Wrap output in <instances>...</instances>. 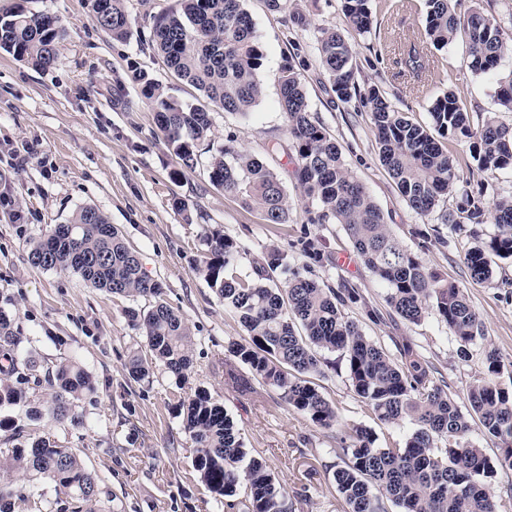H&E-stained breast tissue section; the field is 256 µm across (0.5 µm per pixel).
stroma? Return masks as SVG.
I'll return each mask as SVG.
<instances>
[{
  "instance_id": "1",
  "label": "stroma",
  "mask_w": 512,
  "mask_h": 512,
  "mask_svg": "<svg viewBox=\"0 0 512 512\" xmlns=\"http://www.w3.org/2000/svg\"><path fill=\"white\" fill-rule=\"evenodd\" d=\"M288 4L306 14L307 28L286 29L265 0H244L264 53L259 73L263 95L248 116L213 113L210 132L215 147L233 143L280 176L291 211L288 223L276 225L211 184L208 155L200 156L195 170L184 169L129 78L127 62L134 59L170 95L203 102V94L167 68L160 54L141 46L154 16L179 10V0H126L133 34L125 42L112 40L97 26L89 0H0V16L21 5L35 16L57 15L65 27L57 67L39 70L0 50V310L10 316L25 349L53 363L78 359L96 386L78 403L86 421L80 429L46 417L32 421L24 408L0 406V419L10 420L17 430L13 437L0 431V450L41 437L75 449L99 478L95 512H216L192 472L194 445L175 412L181 398L200 389L223 405L250 454L279 477L290 512H346L333 482L339 462L334 449L350 428L369 429L394 444L406 438L407 428L382 426L359 401L337 352H321L328 366L314 379L336 408L337 422L329 429L288 406L273 387L254 380L232 384L224 372L225 346L244 340L246 332L197 271L207 254L204 239L215 231L239 244L235 266L240 275H249L265 247L275 245L289 251L293 266L307 269L317 281L334 287L344 281L356 284L361 302L348 313L364 334L391 353L398 345L412 344L444 375L457 401H464L473 379L486 373L489 349L502 360L499 383L512 388V258L497 260L492 279L483 283L471 279L464 263L474 236H493L496 224L489 220L454 230L443 224L442 214L455 210L459 201L455 190L428 216L410 209L380 161L369 114L353 111L332 91L312 50L313 33L340 30L353 48L360 87L379 86L409 119L423 125L430 122L433 100L447 91L468 111L512 125V112L497 102L494 77L467 68L468 47L462 40L442 50L421 42L426 70L417 77L405 72L404 45L421 30L425 0H410L403 9L395 0H371L373 26L364 35L348 26L340 0ZM295 52L306 60L301 79L313 114L399 243L463 288L480 314L484 336L468 348H461L437 316L413 324L395 315L385 288L357 257L342 225L309 223L312 202L294 173L295 152L276 81L283 57ZM27 146L36 151V159L17 165ZM448 149L457 159L461 181L482 188L485 205L512 195L511 171H480L466 142L449 139ZM178 199L186 203L191 220L175 210ZM84 206L108 217L138 252L145 274L163 282L165 301L186 318L194 337V366L185 383L176 384L161 365L147 383L128 374L129 357L146 353L147 347L127 312L147 307V300L90 287L69 270L32 265V244ZM304 235L312 238L326 264L300 254L296 243ZM366 305L380 311V322L364 318Z\"/></svg>"
}]
</instances>
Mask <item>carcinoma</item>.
I'll return each mask as SVG.
<instances>
[{
    "mask_svg": "<svg viewBox=\"0 0 512 512\" xmlns=\"http://www.w3.org/2000/svg\"><path fill=\"white\" fill-rule=\"evenodd\" d=\"M178 15L153 18L152 45L166 65L208 100L206 105L177 101L137 63L129 66L140 96L155 114L166 145L192 170L198 148L212 127L211 108L248 115L262 95L257 72L263 53L243 0H180ZM371 0H342L352 29L364 34L372 27ZM268 9L283 14L284 25H306L287 10L286 0H266ZM422 32L436 48L456 40L468 43V67L475 74H497L512 49L501 26L479 9L460 18L451 0H426ZM94 18L112 39L132 35L125 0H92ZM65 29L54 15H28L19 6L0 17V49L37 69L58 63L57 43ZM315 50L332 90L343 103L357 100L370 113L380 160L400 194L420 216L429 215L459 182L448 138H465L482 169L512 170V126L488 115L474 119L454 93L437 97L429 108L431 126L414 123L396 110L380 89L361 91L355 81L353 52L335 29L315 34ZM299 54L283 60L278 75L279 105L297 161V179L304 195L317 205L312 224H340L355 252L387 289L386 302L400 318L420 322L436 313L464 346L483 336L480 315L464 289L429 270L393 237L384 215L367 188L345 166L334 139L313 116L299 78ZM499 104L512 111V70L497 78ZM213 186L238 196L258 209L270 224L288 221L289 201L281 179L253 156L224 145L210 155ZM482 199L464 189L456 212L445 223L482 224ZM498 234L470 248L465 264L476 282L492 278L496 259L512 256V195L493 203ZM71 234L52 228L30 252L31 263L45 270L65 269L97 289L149 301L145 309L128 311L133 326L146 340L149 356L128 360L131 379H150L153 363L185 381L194 364L191 331L185 317L163 299V284L142 271L138 254L123 241L107 216L93 206L80 208L67 223ZM209 258L198 271L237 316L247 332L245 342L230 341L229 356L247 366L254 379L281 392L285 402L323 428L336 424V409L310 377L322 373L317 351L340 353L355 395L388 427L404 422L412 433L401 446L376 445L372 431L354 427L334 449L343 465L333 473L347 512H387L386 503L401 512H497L489 482L496 467L512 468V392L495 376L502 364L487 352V373L473 380L462 412L448 391V382L434 378L431 366L406 343L392 355L363 334L346 308L360 300L356 285L330 288L291 267L288 254L268 246L252 273H233L240 246L214 232L207 237ZM283 274L279 284L275 276ZM0 311V404L27 408L29 415L49 416L60 424H83L75 401L95 391L88 371L75 361L50 365L30 355ZM183 427L195 444L192 469L222 512H288L286 494L267 464L250 455L240 430L209 393L198 391L181 403ZM504 443L492 462L465 441L470 417ZM29 472L41 482L18 483ZM246 499H238L240 487ZM100 489L73 449L39 438L28 448L15 447L0 457V512H12L13 499L30 501L37 509L92 512Z\"/></svg>",
    "mask_w": 512,
    "mask_h": 512,
    "instance_id": "obj_1",
    "label": "carcinoma"
}]
</instances>
